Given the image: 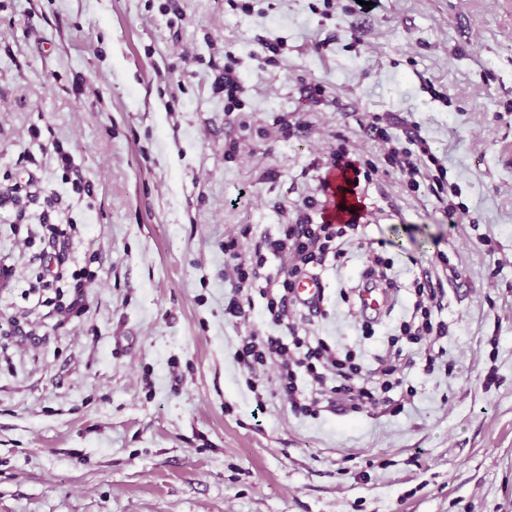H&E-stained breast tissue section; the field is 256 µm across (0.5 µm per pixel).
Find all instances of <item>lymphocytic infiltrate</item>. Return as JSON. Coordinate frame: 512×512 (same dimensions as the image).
Masks as SVG:
<instances>
[{
	"mask_svg": "<svg viewBox=\"0 0 512 512\" xmlns=\"http://www.w3.org/2000/svg\"><path fill=\"white\" fill-rule=\"evenodd\" d=\"M360 131L381 142L385 161L407 186L419 188L428 178V165L415 150L423 142L420 134L392 135L375 119L361 124ZM336 140L331 168L349 174L351 187L373 183L379 174L377 163L348 150L344 134H337ZM323 213L308 196L298 208L295 223L282 225L278 236L258 239L246 227L224 240V281L231 288L225 319L238 325L249 322L254 296L265 301L263 327L240 336L233 352L253 395V418L266 414L272 396L283 397L291 412L303 418L317 420L326 412L377 416L386 403L385 393L401 382L402 342L419 345L430 370L446 353L438 342L447 336L448 327L432 321V311L440 307L445 293L444 280L435 267L423 270L416 282L418 299L411 315L396 327L375 364L362 363L356 350L318 336L300 335L299 326L311 325L312 320L295 296V283L326 260L340 265L350 251H357L363 264V290L397 286L392 266L381 254L388 245L386 239H363L358 218L331 224ZM271 257L279 262L273 275L265 271Z\"/></svg>",
	"mask_w": 512,
	"mask_h": 512,
	"instance_id": "obj_1",
	"label": "lymphocytic infiltrate"
}]
</instances>
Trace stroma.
Masks as SVG:
<instances>
[{
  "mask_svg": "<svg viewBox=\"0 0 512 512\" xmlns=\"http://www.w3.org/2000/svg\"><path fill=\"white\" fill-rule=\"evenodd\" d=\"M240 2L0 0V178L59 199L48 217L0 207V324L35 333H0V512H512V0ZM264 36L287 43L277 64ZM228 52L246 88L230 115ZM280 113L300 122L286 138ZM365 113L418 125L455 216L394 172L366 187L362 231L393 240L398 299L360 339L339 296L351 255L322 268L311 333L373 362L442 253L460 273L436 314L446 354L430 371L409 346L400 412L312 420L273 398L254 421L224 237L277 235L318 195L336 131L378 154ZM46 219L76 227L69 271L97 273L82 317L52 312L69 280L38 285Z\"/></svg>",
  "mask_w": 512,
  "mask_h": 512,
  "instance_id": "obj_1",
  "label": "stroma"
}]
</instances>
